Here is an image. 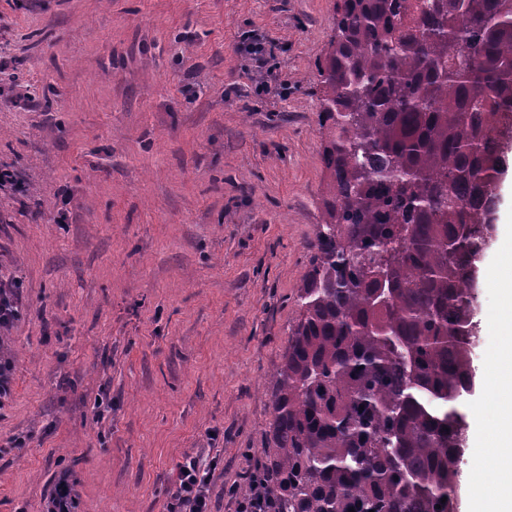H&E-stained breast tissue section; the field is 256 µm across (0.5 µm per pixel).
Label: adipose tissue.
<instances>
[{
    "label": "adipose tissue",
    "instance_id": "obj_1",
    "mask_svg": "<svg viewBox=\"0 0 512 512\" xmlns=\"http://www.w3.org/2000/svg\"><path fill=\"white\" fill-rule=\"evenodd\" d=\"M489 347L500 370L499 409L495 419L482 426L480 443L492 456L498 477L491 485L472 486L470 495L475 512H512V325L500 326Z\"/></svg>",
    "mask_w": 512,
    "mask_h": 512
}]
</instances>
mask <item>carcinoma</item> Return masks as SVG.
<instances>
[{"mask_svg": "<svg viewBox=\"0 0 512 512\" xmlns=\"http://www.w3.org/2000/svg\"><path fill=\"white\" fill-rule=\"evenodd\" d=\"M336 31L317 64L324 222L238 491L264 512H452L512 0H345Z\"/></svg>", "mask_w": 512, "mask_h": 512, "instance_id": "1", "label": "carcinoma"}]
</instances>
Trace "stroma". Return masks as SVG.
I'll use <instances>...</instances> for the list:
<instances>
[{"mask_svg":"<svg viewBox=\"0 0 512 512\" xmlns=\"http://www.w3.org/2000/svg\"><path fill=\"white\" fill-rule=\"evenodd\" d=\"M339 0H0V279L21 282L0 409V512H166L176 462H212L235 512L268 442L272 378L323 220L316 63ZM259 39L263 69L242 51ZM478 262L468 431L496 412ZM112 411L95 414L101 390ZM28 440L13 447L14 438ZM467 449L469 486L495 478ZM77 501L75 484L67 478H60L48 500L46 512H75L73 504Z\"/></svg>","mask_w":512,"mask_h":512,"instance_id":"obj_1","label":"stroma"}]
</instances>
